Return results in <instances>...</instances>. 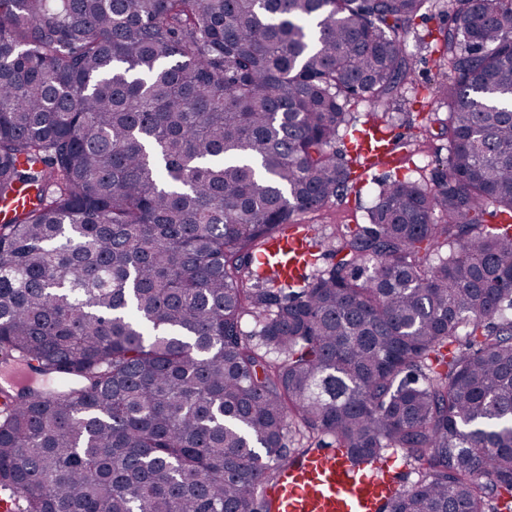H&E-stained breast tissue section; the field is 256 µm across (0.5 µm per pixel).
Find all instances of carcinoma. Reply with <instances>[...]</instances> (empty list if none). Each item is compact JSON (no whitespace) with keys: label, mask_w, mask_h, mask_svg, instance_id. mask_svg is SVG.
<instances>
[{"label":"carcinoma","mask_w":512,"mask_h":512,"mask_svg":"<svg viewBox=\"0 0 512 512\" xmlns=\"http://www.w3.org/2000/svg\"><path fill=\"white\" fill-rule=\"evenodd\" d=\"M426 3L0 0V203L35 191L0 224L18 512H270L293 425L418 463L383 512H512V0H448L431 183L382 182L320 274L260 272L343 200L331 148L410 79Z\"/></svg>","instance_id":"obj_1"}]
</instances>
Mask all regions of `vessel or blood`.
Returning <instances> with one entry per match:
<instances>
[{
  "mask_svg": "<svg viewBox=\"0 0 512 512\" xmlns=\"http://www.w3.org/2000/svg\"><path fill=\"white\" fill-rule=\"evenodd\" d=\"M270 251L292 254L283 280L304 270L303 256L309 245L303 236L278 237ZM395 482L391 476L362 473L354 469L341 448H318L298 457L276 483L264 485L262 493L272 500L274 512H381Z\"/></svg>",
  "mask_w": 512,
  "mask_h": 512,
  "instance_id": "b4317fda",
  "label": "vessel or blood"
}]
</instances>
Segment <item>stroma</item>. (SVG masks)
<instances>
[{"instance_id": "obj_1", "label": "stroma", "mask_w": 512, "mask_h": 512, "mask_svg": "<svg viewBox=\"0 0 512 512\" xmlns=\"http://www.w3.org/2000/svg\"><path fill=\"white\" fill-rule=\"evenodd\" d=\"M450 19L447 0H429L405 39L414 72L409 83L382 106L379 114L382 130L402 142L399 164L366 169L342 203L299 214V223L309 227L316 256L314 264L307 267V274H315L332 263L337 225L362 220L365 208L374 203L379 182L395 176L430 182L438 164L447 158L448 142L441 129L448 112L437 87L448 71L439 64L438 39Z\"/></svg>"}]
</instances>
